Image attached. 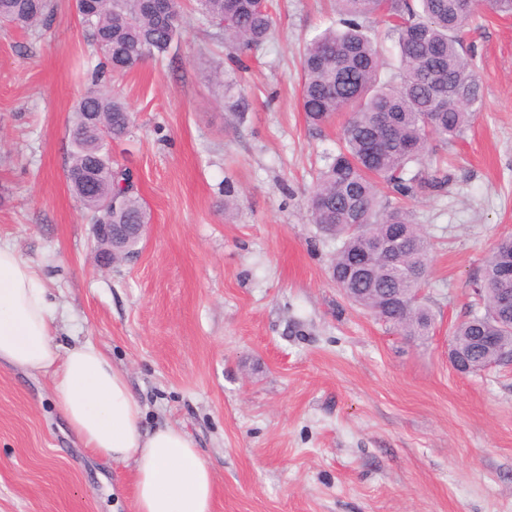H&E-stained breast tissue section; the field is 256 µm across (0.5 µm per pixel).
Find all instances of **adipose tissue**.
<instances>
[{
  "instance_id": "obj_1",
  "label": "adipose tissue",
  "mask_w": 512,
  "mask_h": 512,
  "mask_svg": "<svg viewBox=\"0 0 512 512\" xmlns=\"http://www.w3.org/2000/svg\"><path fill=\"white\" fill-rule=\"evenodd\" d=\"M56 307L33 267L0 242V362L49 377L55 404L91 454L132 462L135 512H212L214 477L193 439L141 426L125 372L86 340L60 349Z\"/></svg>"
}]
</instances>
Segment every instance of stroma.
Returning a JSON list of instances; mask_svg holds the SVG:
<instances>
[{"label": "stroma", "instance_id": "35a3bbf8", "mask_svg": "<svg viewBox=\"0 0 512 512\" xmlns=\"http://www.w3.org/2000/svg\"><path fill=\"white\" fill-rule=\"evenodd\" d=\"M72 3L48 26L0 28V240L57 303L60 348L99 344L144 428L192 437L212 512H512V363L448 362L472 284L512 234V15L468 27L483 101L447 185L415 204L437 315L419 347L344 299L307 211L340 128L305 122L299 51L336 21L332 0H272L273 38L238 62L183 10L164 59L113 76L136 126L112 158L151 213L138 256L114 266L67 181L71 110L98 62ZM134 484L130 464L83 448L47 376L0 366V512H134Z\"/></svg>", "mask_w": 512, "mask_h": 512}]
</instances>
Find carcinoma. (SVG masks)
Returning a JSON list of instances; mask_svg holds the SVG:
<instances>
[{
  "label": "carcinoma",
  "mask_w": 512,
  "mask_h": 512,
  "mask_svg": "<svg viewBox=\"0 0 512 512\" xmlns=\"http://www.w3.org/2000/svg\"><path fill=\"white\" fill-rule=\"evenodd\" d=\"M199 20L219 27L234 53L257 51L274 34L270 0H194ZM81 24L111 74L124 75L170 49L179 29L165 25L150 0H76ZM483 0H336L338 23L303 46L301 110L315 127L346 115L336 151L325 155L309 197L312 223L338 242L330 271L355 306L407 342L424 343L435 315L423 301L432 245L416 224L412 202L440 184L443 151L459 139L481 102L482 88L465 47L466 27ZM51 0H0V24L23 30L51 20ZM387 25L399 67L386 75L374 25ZM134 113L92 77L71 119L68 172L91 224H146L130 170L112 163L110 144L130 136ZM94 182H83L87 173ZM400 225L404 251L386 268L372 263L357 274L367 240ZM512 236L489 252L467 319L452 337L468 370L504 361L512 348V320L500 301L512 296Z\"/></svg>",
  "instance_id": "1"
}]
</instances>
